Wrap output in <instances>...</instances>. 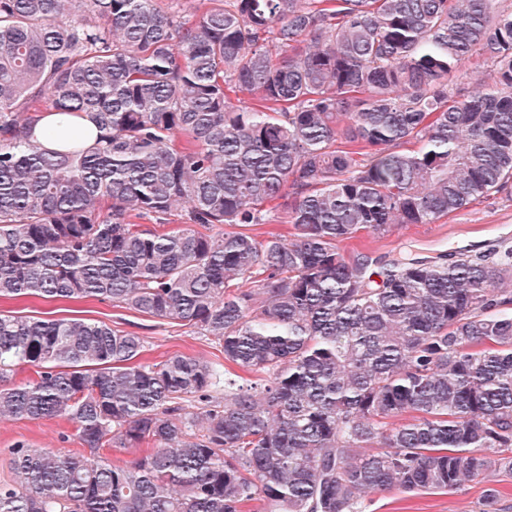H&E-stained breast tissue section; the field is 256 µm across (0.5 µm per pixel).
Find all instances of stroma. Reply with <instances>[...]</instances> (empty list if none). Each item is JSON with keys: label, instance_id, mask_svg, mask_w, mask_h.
<instances>
[{"label": "stroma", "instance_id": "stroma-1", "mask_svg": "<svg viewBox=\"0 0 512 512\" xmlns=\"http://www.w3.org/2000/svg\"><path fill=\"white\" fill-rule=\"evenodd\" d=\"M512 247V191L494 192L467 208L449 214L435 224H398L391 232L361 233L341 243L344 252L360 250L389 259L406 257H457ZM40 319H74L104 323L112 329L144 336L146 359L182 354L220 362L224 355L218 344L195 335L176 322L146 317L136 311L98 300L45 301L38 298L1 300L0 311ZM71 425L59 419L0 420V481L10 479V450L25 443L65 455L77 451L79 442ZM500 492L498 512H512V472L492 473L488 480L466 483L453 493L383 491L369 494L366 512H479L487 487Z\"/></svg>", "mask_w": 512, "mask_h": 512}]
</instances>
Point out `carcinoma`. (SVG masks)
<instances>
[{
    "label": "carcinoma",
    "instance_id": "carcinoma-1",
    "mask_svg": "<svg viewBox=\"0 0 512 512\" xmlns=\"http://www.w3.org/2000/svg\"><path fill=\"white\" fill-rule=\"evenodd\" d=\"M157 2L0 0V299L110 301L224 363L0 312V418L84 447L12 448L0 512H364L512 471V248L378 271L340 249L512 184V9ZM473 56L491 82L464 97ZM40 102L95 142L44 148ZM279 210L290 236L248 231ZM486 68L487 66L483 65L481 57H473L462 64L459 71L454 73L453 85L457 87L461 94L468 95L479 87L485 77ZM68 122L71 124L73 128H79L86 132V139L89 143H91L94 140L96 131L93 124L83 116H69V117H61L56 115V112H45L43 113V116L41 117V120L37 124L35 128V135L40 136L42 131L46 128L56 126V124H59L57 122L59 121Z\"/></svg>",
    "mask_w": 512,
    "mask_h": 512
}]
</instances>
